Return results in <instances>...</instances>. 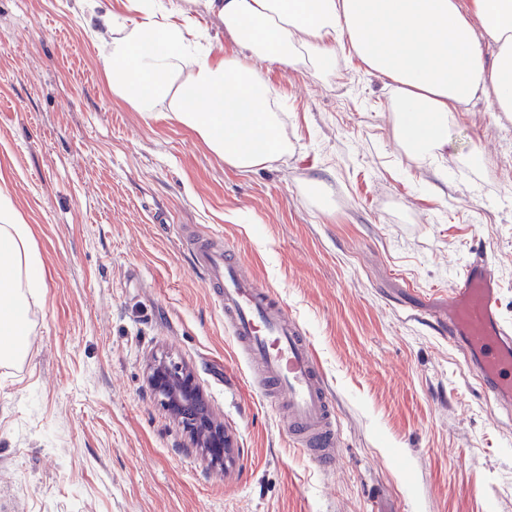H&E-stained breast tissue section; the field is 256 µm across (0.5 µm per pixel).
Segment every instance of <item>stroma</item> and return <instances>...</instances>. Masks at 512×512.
I'll use <instances>...</instances> for the list:
<instances>
[{
	"mask_svg": "<svg viewBox=\"0 0 512 512\" xmlns=\"http://www.w3.org/2000/svg\"><path fill=\"white\" fill-rule=\"evenodd\" d=\"M205 48L203 0H161ZM263 66L288 151L225 166L169 113L115 99L77 0H0V197L46 271L29 354L0 365V512H512V412L438 327L472 251L512 319V115L488 100L434 164L392 132L383 80ZM223 238L311 338L336 402L324 471L296 455L192 265ZM189 368L242 456L204 460L147 381Z\"/></svg>",
	"mask_w": 512,
	"mask_h": 512,
	"instance_id": "obj_1",
	"label": "stroma"
}]
</instances>
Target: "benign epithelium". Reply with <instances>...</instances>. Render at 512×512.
<instances>
[{"label": "benign epithelium", "mask_w": 512, "mask_h": 512, "mask_svg": "<svg viewBox=\"0 0 512 512\" xmlns=\"http://www.w3.org/2000/svg\"><path fill=\"white\" fill-rule=\"evenodd\" d=\"M149 383L170 416L190 433L194 447L201 450L204 458L214 463L222 461L224 425L209 414L190 371L174 362L158 360L150 367Z\"/></svg>", "instance_id": "1"}]
</instances>
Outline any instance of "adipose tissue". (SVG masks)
<instances>
[{
	"mask_svg": "<svg viewBox=\"0 0 512 512\" xmlns=\"http://www.w3.org/2000/svg\"><path fill=\"white\" fill-rule=\"evenodd\" d=\"M128 3L129 20L86 5L110 33L100 62L113 97L139 112H170L235 170L288 148L260 61L330 74L347 47L390 86L393 133L421 160L447 151L449 124L475 101L512 112V0H205L232 48L220 59L198 50L188 18L162 14L157 0ZM45 279L31 226L0 202V362L26 358L29 302Z\"/></svg>",
	"mask_w": 512,
	"mask_h": 512,
	"instance_id": "ef3b65f1",
	"label": "adipose tissue"
}]
</instances>
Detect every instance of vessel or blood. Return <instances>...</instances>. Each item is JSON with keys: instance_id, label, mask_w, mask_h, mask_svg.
Listing matches in <instances>:
<instances>
[{"instance_id": "obj_1", "label": "vessel or blood", "mask_w": 512, "mask_h": 512, "mask_svg": "<svg viewBox=\"0 0 512 512\" xmlns=\"http://www.w3.org/2000/svg\"><path fill=\"white\" fill-rule=\"evenodd\" d=\"M184 239L225 326L247 364L259 370L257 387L282 400L294 450L318 466L330 465L340 438L336 404L309 337L220 239L189 233ZM448 341L495 402L512 406V322L501 310L496 269L483 256L467 264L448 294Z\"/></svg>"}]
</instances>
